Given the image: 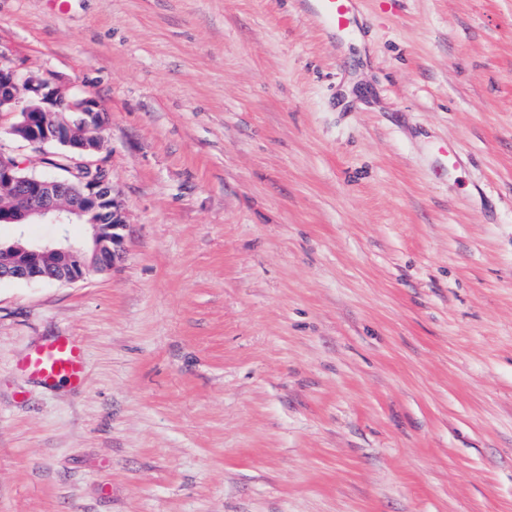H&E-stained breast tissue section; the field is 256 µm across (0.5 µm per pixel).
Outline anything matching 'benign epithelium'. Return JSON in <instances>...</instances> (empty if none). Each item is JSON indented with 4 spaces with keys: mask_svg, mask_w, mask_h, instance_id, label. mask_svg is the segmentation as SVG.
Returning a JSON list of instances; mask_svg holds the SVG:
<instances>
[{
    "mask_svg": "<svg viewBox=\"0 0 512 512\" xmlns=\"http://www.w3.org/2000/svg\"><path fill=\"white\" fill-rule=\"evenodd\" d=\"M97 103L49 78H22L0 64V112H19L11 133L35 151L66 148L55 164L63 177L24 174V163L0 152V187L19 198L17 208L0 209V222L56 224L82 221L91 227L88 243H16L0 247V281L74 283L110 269L122 256L123 210L113 196L107 170L94 160L104 120Z\"/></svg>",
    "mask_w": 512,
    "mask_h": 512,
    "instance_id": "1",
    "label": "benign epithelium"
}]
</instances>
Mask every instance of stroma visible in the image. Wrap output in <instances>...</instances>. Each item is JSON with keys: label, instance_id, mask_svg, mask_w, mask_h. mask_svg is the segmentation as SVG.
I'll list each match as a JSON object with an SVG mask.
<instances>
[{"label": "stroma", "instance_id": "1", "mask_svg": "<svg viewBox=\"0 0 512 512\" xmlns=\"http://www.w3.org/2000/svg\"><path fill=\"white\" fill-rule=\"evenodd\" d=\"M65 2L0 0V64L98 101L127 227L0 282V512H512V0H360L339 47L297 0ZM60 336L82 386L22 365Z\"/></svg>", "mask_w": 512, "mask_h": 512}]
</instances>
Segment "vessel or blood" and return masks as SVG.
Listing matches in <instances>:
<instances>
[{"label":"vessel or blood","mask_w":512,"mask_h":512,"mask_svg":"<svg viewBox=\"0 0 512 512\" xmlns=\"http://www.w3.org/2000/svg\"><path fill=\"white\" fill-rule=\"evenodd\" d=\"M299 4L303 12L319 21L333 42H341L357 26L358 0H299ZM25 365L50 387L60 382L79 386L87 378L84 349L72 337L46 342L27 356Z\"/></svg>","instance_id":"vessel-or-blood-1"}]
</instances>
